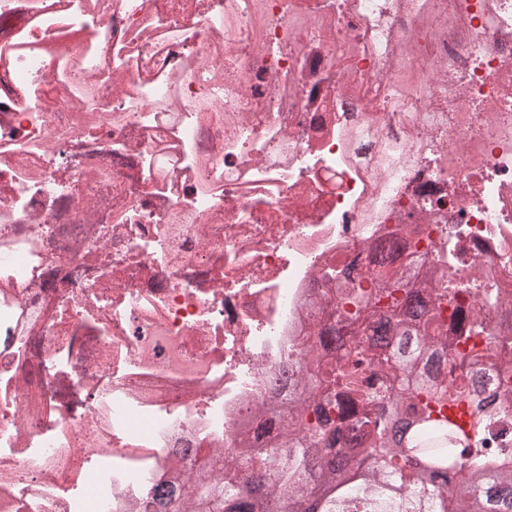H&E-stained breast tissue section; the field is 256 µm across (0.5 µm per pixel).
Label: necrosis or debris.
I'll use <instances>...</instances> for the list:
<instances>
[{
  "mask_svg": "<svg viewBox=\"0 0 512 512\" xmlns=\"http://www.w3.org/2000/svg\"><path fill=\"white\" fill-rule=\"evenodd\" d=\"M402 2L0 0V512H148L184 442L276 448L351 265L447 286L410 346L496 395L457 435L512 466V0Z\"/></svg>",
  "mask_w": 512,
  "mask_h": 512,
  "instance_id": "necrosis-or-debris-1",
  "label": "necrosis or debris"
}]
</instances>
